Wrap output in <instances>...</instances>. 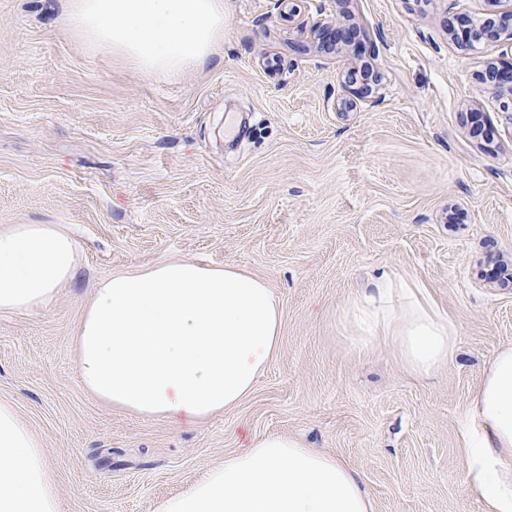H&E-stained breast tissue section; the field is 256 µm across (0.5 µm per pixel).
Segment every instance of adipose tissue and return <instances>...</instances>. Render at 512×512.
<instances>
[{
    "label": "adipose tissue",
    "mask_w": 512,
    "mask_h": 512,
    "mask_svg": "<svg viewBox=\"0 0 512 512\" xmlns=\"http://www.w3.org/2000/svg\"><path fill=\"white\" fill-rule=\"evenodd\" d=\"M72 30L150 76L209 63L224 0H68ZM76 242L57 224L0 226V312L50 305L74 274ZM353 320L364 340L391 339L406 368L437 370L457 350L448 322L396 275L373 276ZM282 306L268 284L231 267L168 261L101 281L75 338L79 379L103 404L178 423L234 409L278 347ZM469 491L512 512V345L483 371L459 430ZM0 512H60L43 443L0 400ZM157 512H374L357 473L292 436L271 435L211 466Z\"/></svg>",
    "instance_id": "adipose-tissue-1"
}]
</instances>
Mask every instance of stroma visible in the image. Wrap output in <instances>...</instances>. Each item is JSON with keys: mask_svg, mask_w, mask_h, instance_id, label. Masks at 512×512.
Here are the masks:
<instances>
[{"mask_svg": "<svg viewBox=\"0 0 512 512\" xmlns=\"http://www.w3.org/2000/svg\"><path fill=\"white\" fill-rule=\"evenodd\" d=\"M64 5L0 0V225L77 241L51 305L0 313V400L42 439L62 512H156L266 435L344 460L375 512H485L458 433L512 344V114L477 75L512 44L448 29L500 0H224L218 57L173 80L90 48ZM329 25L355 36L316 48ZM360 67L366 98L345 83ZM174 260L259 277L283 309L251 393L198 424L107 407L77 376L97 285ZM383 270L457 333L430 375L359 339L350 308Z\"/></svg>", "mask_w": 512, "mask_h": 512, "instance_id": "35a3bbf8", "label": "stroma"}]
</instances>
